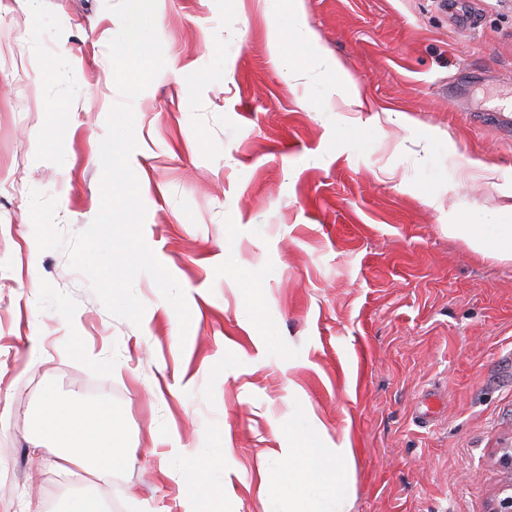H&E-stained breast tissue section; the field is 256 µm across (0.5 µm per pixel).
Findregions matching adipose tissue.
<instances>
[{
  "mask_svg": "<svg viewBox=\"0 0 512 512\" xmlns=\"http://www.w3.org/2000/svg\"><path fill=\"white\" fill-rule=\"evenodd\" d=\"M448 234L461 238L474 253H492L500 261L512 262V224H474L465 230L452 224ZM122 441V416L117 410L81 404L49 383L42 387L35 415V449L107 479L122 464Z\"/></svg>",
  "mask_w": 512,
  "mask_h": 512,
  "instance_id": "adipose-tissue-1",
  "label": "adipose tissue"
}]
</instances>
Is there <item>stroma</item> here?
Wrapping results in <instances>:
<instances>
[{"label":"stroma","mask_w":512,"mask_h":512,"mask_svg":"<svg viewBox=\"0 0 512 512\" xmlns=\"http://www.w3.org/2000/svg\"><path fill=\"white\" fill-rule=\"evenodd\" d=\"M105 4L0 0V502L269 512L283 451L347 446L343 512H490L512 445V264L444 226L512 222V0H297L318 44L286 57L281 0H157L165 65L133 101L131 166L185 331L148 275L136 326L68 264L121 99ZM325 55L362 108L332 95ZM48 382L122 412L112 482L32 448ZM194 459L208 495L190 493ZM64 512H103L102 502L89 494H77L67 499Z\"/></svg>","instance_id":"35a3bbf8"}]
</instances>
